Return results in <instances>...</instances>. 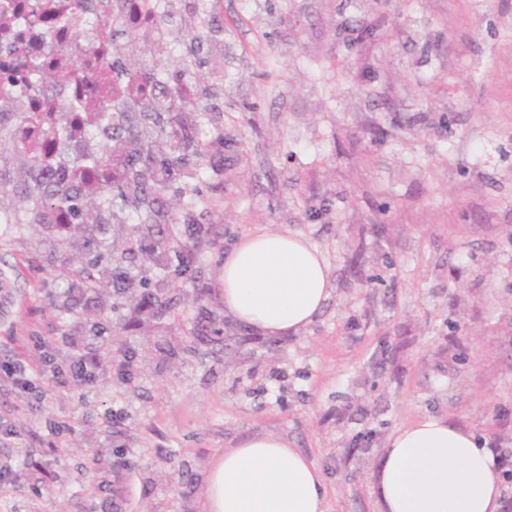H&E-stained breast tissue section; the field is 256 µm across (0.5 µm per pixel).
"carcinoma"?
Listing matches in <instances>:
<instances>
[{
  "label": "carcinoma",
  "mask_w": 512,
  "mask_h": 512,
  "mask_svg": "<svg viewBox=\"0 0 512 512\" xmlns=\"http://www.w3.org/2000/svg\"><path fill=\"white\" fill-rule=\"evenodd\" d=\"M200 9L181 17L176 23L180 39H172L173 16L164 11L152 25L157 36L152 40L153 56L185 46L182 72L190 82L203 63L207 36L204 25L211 21L209 9L215 0H199ZM91 38L84 48L85 64L80 72L52 70L41 61L21 52L18 66L33 81L48 77L75 86L74 100L67 104L68 115L44 109L26 116L32 129L19 136L14 130L13 114L0 113V142L12 144L13 167L26 172L18 181L11 168L0 167V200L21 198L18 206L0 203V224H40L63 244L75 230L82 229L89 208L96 212L95 223L124 224L128 220L146 223L159 200L170 191L175 195L201 194L198 169L190 165L191 157L201 156L213 145L211 133L188 112H205L198 97L191 95L173 112L168 102L170 89L155 72L153 63L145 62L134 69L121 61L117 37L121 16H92L82 22ZM122 75L136 88V94H116L115 77ZM135 116L156 134L142 141L125 136L128 117ZM79 133L81 147L67 156L50 158L53 144L62 133ZM83 287L106 291L141 288L146 277L106 266L93 271L88 267L72 270Z\"/></svg>",
  "instance_id": "1"
}]
</instances>
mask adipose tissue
Instances as JSON below:
<instances>
[{
    "instance_id": "1",
    "label": "adipose tissue",
    "mask_w": 512,
    "mask_h": 512,
    "mask_svg": "<svg viewBox=\"0 0 512 512\" xmlns=\"http://www.w3.org/2000/svg\"><path fill=\"white\" fill-rule=\"evenodd\" d=\"M330 267L304 235L261 230L224 256V311L264 336L297 334L330 296ZM380 512H501L502 479L474 434L429 417L396 428L374 472ZM207 512H326L320 469L287 440L252 436L205 478Z\"/></svg>"
}]
</instances>
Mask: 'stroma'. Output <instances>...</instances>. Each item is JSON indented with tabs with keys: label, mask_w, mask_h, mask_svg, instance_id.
Listing matches in <instances>:
<instances>
[{
	"label": "stroma",
	"mask_w": 512,
	"mask_h": 512,
	"mask_svg": "<svg viewBox=\"0 0 512 512\" xmlns=\"http://www.w3.org/2000/svg\"><path fill=\"white\" fill-rule=\"evenodd\" d=\"M225 146L203 193L165 196L166 269L144 225L67 246L0 234V512H205L215 455L284 437L320 468L327 512H379L398 427L441 417L501 448L512 500V0H218ZM179 223H171V216ZM197 232L189 237L184 222ZM305 235L331 296L294 336L224 313L243 234ZM145 272L138 292L71 264ZM99 360L92 380L70 361Z\"/></svg>",
	"instance_id": "1"
}]
</instances>
